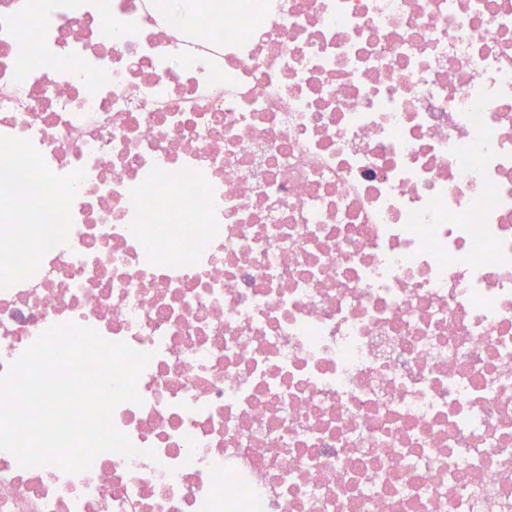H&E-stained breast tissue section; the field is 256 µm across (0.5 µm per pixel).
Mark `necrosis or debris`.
<instances>
[{"mask_svg":"<svg viewBox=\"0 0 512 512\" xmlns=\"http://www.w3.org/2000/svg\"><path fill=\"white\" fill-rule=\"evenodd\" d=\"M0 195V377L151 355L0 512H512V0H0Z\"/></svg>","mask_w":512,"mask_h":512,"instance_id":"necrosis-or-debris-1","label":"necrosis or debris"}]
</instances>
